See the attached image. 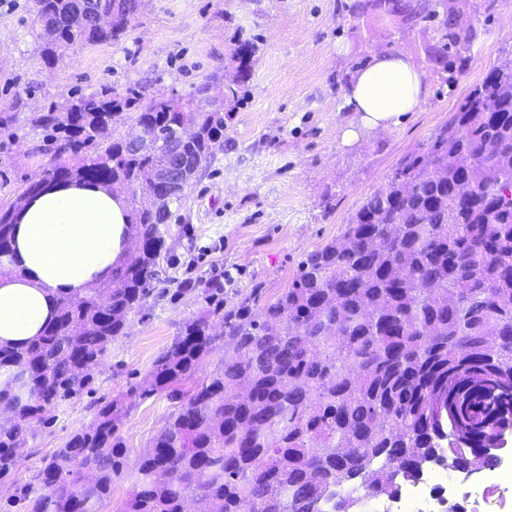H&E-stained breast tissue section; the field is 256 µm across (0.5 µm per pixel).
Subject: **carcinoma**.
<instances>
[{
  "label": "carcinoma",
  "mask_w": 512,
  "mask_h": 512,
  "mask_svg": "<svg viewBox=\"0 0 512 512\" xmlns=\"http://www.w3.org/2000/svg\"><path fill=\"white\" fill-rule=\"evenodd\" d=\"M146 0H36L35 51L48 67L76 45L118 43ZM384 17L433 24L425 47L440 74L462 70L474 41L450 0H373ZM238 31L224 86L202 82L144 95L136 85L73 91L61 105L0 129L55 146L19 199L51 181L103 184L123 195L132 248L112 279L61 295L41 336L0 346V481L17 469L34 427L79 395L142 307L169 254L172 209L216 155L224 112L246 98L258 38ZM131 121L116 137L115 126ZM16 207L0 208V274ZM184 321L148 376L97 407L42 462L25 512H100L112 485L122 512H366L398 496L446 454L469 473L497 463L512 428V64L492 65L448 119L370 194L342 235L310 252L288 287L253 288ZM224 360L197 376L217 348ZM164 396L165 425L135 459L117 435L140 402Z\"/></svg>",
  "instance_id": "1"
}]
</instances>
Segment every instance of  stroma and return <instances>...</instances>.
Masks as SVG:
<instances>
[{
    "mask_svg": "<svg viewBox=\"0 0 512 512\" xmlns=\"http://www.w3.org/2000/svg\"><path fill=\"white\" fill-rule=\"evenodd\" d=\"M345 0H147L125 40L71 48L55 67L34 50V0H0V113L39 112L71 91L137 84L145 97L203 81L223 84L236 27L258 36L249 96L224 120V144L188 190L170 224V258L127 333L112 343L95 383L51 413L22 450L13 477L0 483V512H23L13 496L34 484L43 459L89 425L97 405L142 381L202 310V281L224 270V301L251 289L287 287L300 261L338 238L363 200L399 161L442 127L490 64L512 55V0H463L476 30L471 57L455 84L430 69L432 27L351 16ZM233 23H226L225 13ZM403 53L426 69L430 94L401 124L362 132L343 144L352 114L341 86L376 53ZM41 138L0 131V206L16 203L25 179L40 173ZM172 405L155 396L123 417L119 433L140 453Z\"/></svg>",
    "mask_w": 512,
    "mask_h": 512,
    "instance_id": "stroma-1",
    "label": "stroma"
}]
</instances>
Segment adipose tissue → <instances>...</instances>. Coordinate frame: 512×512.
Listing matches in <instances>:
<instances>
[{"label":"adipose tissue","instance_id":"ef3b65f1","mask_svg":"<svg viewBox=\"0 0 512 512\" xmlns=\"http://www.w3.org/2000/svg\"><path fill=\"white\" fill-rule=\"evenodd\" d=\"M424 71L397 53H379L341 89L353 121L344 142L361 130L398 125L427 97ZM9 274L0 276V346H22L56 314L59 293H83L107 281L130 246L121 195L97 184H52L21 202Z\"/></svg>","mask_w":512,"mask_h":512}]
</instances>
